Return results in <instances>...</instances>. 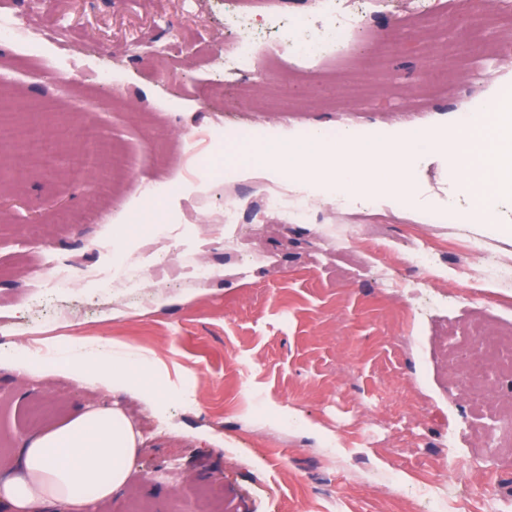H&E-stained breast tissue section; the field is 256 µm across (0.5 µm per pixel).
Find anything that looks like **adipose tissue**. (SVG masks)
I'll return each mask as SVG.
<instances>
[{
    "mask_svg": "<svg viewBox=\"0 0 512 512\" xmlns=\"http://www.w3.org/2000/svg\"><path fill=\"white\" fill-rule=\"evenodd\" d=\"M152 354L127 351L107 343L75 339L65 348L18 346L0 354V368L25 372H59L84 386L127 393L156 404L131 368L153 369ZM137 437L128 419L114 408H81L64 425L26 441L17 460L18 477L0 481V501L11 512H34L36 506L63 504L68 512H87L111 499L127 483Z\"/></svg>",
    "mask_w": 512,
    "mask_h": 512,
    "instance_id": "adipose-tissue-1",
    "label": "adipose tissue"
}]
</instances>
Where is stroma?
Segmentation results:
<instances>
[{"label":"stroma","instance_id":"obj_1","mask_svg":"<svg viewBox=\"0 0 512 512\" xmlns=\"http://www.w3.org/2000/svg\"><path fill=\"white\" fill-rule=\"evenodd\" d=\"M404 7L381 0L353 32L344 63L277 53L242 72L225 70L223 55L200 59L190 49L238 43L229 23L236 0H0V13L59 31L41 52L0 44V90L19 121L62 134L54 170L22 172L15 155L0 168V348L106 340L160 362L136 374L158 394L154 409L61 374L0 370V480L15 476L23 441L77 408L107 406L126 414L141 442L125 489L91 512H427L428 498L475 486L512 512V446L501 444L512 374L473 401L456 351L476 323L512 330V276L492 280L486 270L493 259L512 262V198L501 197L489 224H422L423 212L471 205L448 175L451 158L427 151L404 179L407 202L375 194V233L357 232L309 181L276 183L313 198L317 218L259 211L276 184L260 172L237 182L235 265L224 264L223 230L206 223L224 208L226 155L237 145L229 133L239 125H433L512 84V55L484 64L491 33L479 29L456 87L435 83L431 100L418 102L426 52L399 36ZM329 21L314 0H281L274 18L254 17L253 26L263 47ZM395 37L401 45L383 69L365 66L375 41ZM106 67L119 79L120 104L94 79ZM63 69L89 79L78 90L58 84ZM219 80L260 90L262 106L240 112L235 96H204ZM81 116L129 158L128 171L102 162L71 174L78 142L64 130ZM104 178L111 193L84 215ZM154 179L176 190L148 205L140 188ZM130 201L144 223H131ZM65 210L81 222L56 223ZM422 232L438 250L429 272L403 260ZM329 238L339 250L324 251ZM469 242L477 278L466 282L456 258ZM201 252L214 269L207 287L100 288L117 259L148 279L157 263L185 264ZM56 259L68 264L71 287L51 277ZM384 266L395 285L381 278ZM490 455L492 471L472 468Z\"/></svg>","mask_w":512,"mask_h":512}]
</instances>
